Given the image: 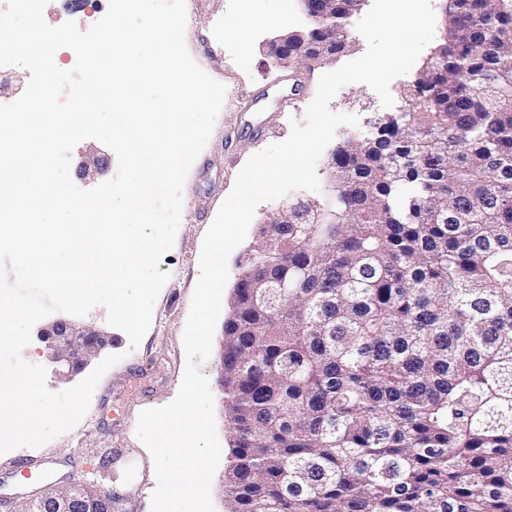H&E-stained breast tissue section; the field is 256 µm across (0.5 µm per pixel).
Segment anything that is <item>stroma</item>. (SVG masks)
<instances>
[{
    "instance_id": "stroma-1",
    "label": "stroma",
    "mask_w": 512,
    "mask_h": 512,
    "mask_svg": "<svg viewBox=\"0 0 512 512\" xmlns=\"http://www.w3.org/2000/svg\"><path fill=\"white\" fill-rule=\"evenodd\" d=\"M108 7L109 0H97L93 9L83 0H50L44 18L52 26L71 20L85 30ZM186 9L187 48L206 73L225 85L226 95L200 162L187 176L175 243L159 265L170 278L157 297L151 326L137 349H130L125 332L109 327L105 307H95L83 316V323L109 331L108 351L121 360L102 376L86 414L71 430L27 448V455L54 463L43 483L19 485L11 468L15 452L0 455V512H11L17 496L36 494L42 484L68 482L112 492L116 512H151L156 477L152 456L136 434L138 416L143 409L168 404L179 390L186 366L183 333L200 274L204 235L246 161L270 144L284 141L291 119H303L320 76L359 58L367 49L354 16L347 25L352 47L335 61L311 69L279 64L268 52L271 40L310 26L300 0H186ZM408 81L405 75L392 81L394 104L389 109L365 84L342 87L330 108L358 116L359 124L337 128L334 143L366 138L376 118L405 111L403 89ZM220 350V338H213L211 356L201 366L213 394L221 447L211 482L215 512H224V474L232 459L220 387Z\"/></svg>"
}]
</instances>
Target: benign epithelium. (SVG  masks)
Returning a JSON list of instances; mask_svg holds the SVG:
<instances>
[{"mask_svg":"<svg viewBox=\"0 0 512 512\" xmlns=\"http://www.w3.org/2000/svg\"><path fill=\"white\" fill-rule=\"evenodd\" d=\"M312 28L327 32L336 28L333 15L328 12L306 10ZM108 158L99 149L88 144L81 153L79 171L81 176L94 180L102 175ZM45 344L46 357L54 364L55 374L61 380H68L85 369L106 346L112 344V336L86 324L69 320H55L38 332ZM102 501L105 512H113V497L109 491L69 483L56 486L35 498H24L16 504L15 512H77L82 507H90L93 502Z\"/></svg>","mask_w":512,"mask_h":512,"instance_id":"7a95c632","label":"benign epithelium"}]
</instances>
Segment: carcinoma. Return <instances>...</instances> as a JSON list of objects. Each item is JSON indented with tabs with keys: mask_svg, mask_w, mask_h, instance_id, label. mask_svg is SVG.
Listing matches in <instances>:
<instances>
[{
	"mask_svg": "<svg viewBox=\"0 0 512 512\" xmlns=\"http://www.w3.org/2000/svg\"><path fill=\"white\" fill-rule=\"evenodd\" d=\"M511 77L512 0H448L409 111L336 146L344 191L259 225L224 322V512H512Z\"/></svg>",
	"mask_w": 512,
	"mask_h": 512,
	"instance_id": "obj_1",
	"label": "carcinoma"
}]
</instances>
